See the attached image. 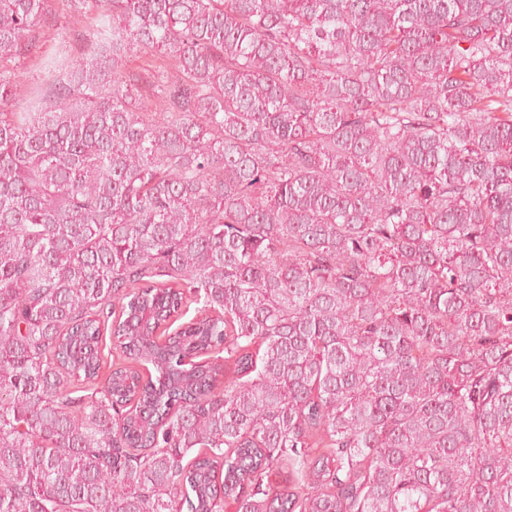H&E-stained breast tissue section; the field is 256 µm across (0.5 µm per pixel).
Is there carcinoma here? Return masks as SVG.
<instances>
[{
  "instance_id": "obj_1",
  "label": "carcinoma",
  "mask_w": 512,
  "mask_h": 512,
  "mask_svg": "<svg viewBox=\"0 0 512 512\" xmlns=\"http://www.w3.org/2000/svg\"><path fill=\"white\" fill-rule=\"evenodd\" d=\"M71 8L19 111L0 0V512H512V0Z\"/></svg>"
}]
</instances>
